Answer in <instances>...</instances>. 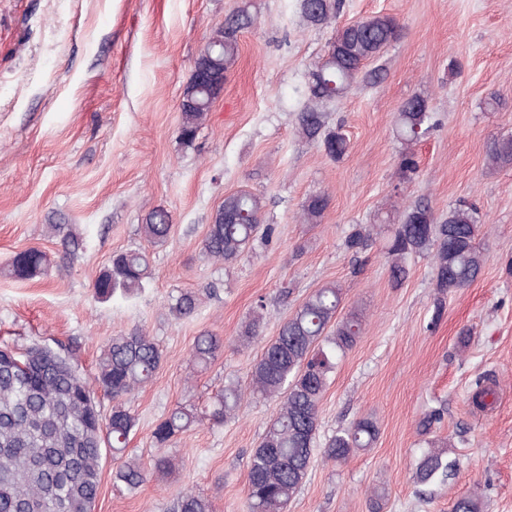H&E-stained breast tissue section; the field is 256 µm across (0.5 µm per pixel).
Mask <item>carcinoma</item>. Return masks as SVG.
Here are the masks:
<instances>
[{
	"label": "carcinoma",
	"instance_id": "obj_1",
	"mask_svg": "<svg viewBox=\"0 0 512 512\" xmlns=\"http://www.w3.org/2000/svg\"><path fill=\"white\" fill-rule=\"evenodd\" d=\"M299 7L310 25L321 27L337 17L340 0H300ZM251 24L252 18L242 11L231 15L195 59L179 104V138L185 145L194 143L215 100L201 71L224 77L238 56V33ZM397 32L396 19L382 14L336 29L325 57L307 73V101L298 113L301 137L319 142L333 159L347 153L345 134L326 128L321 105L345 98L363 77L365 64L377 57ZM396 125L400 139L408 144L427 134L433 127L427 100L419 96L406 99L398 109ZM487 156L495 166L512 165V136L493 140ZM328 205L323 193L307 196L302 203L303 219L320 223ZM261 211L257 195L225 197L203 239L207 255L226 263L237 260L261 232ZM385 223L393 283L405 279L407 257L428 254L433 255L436 288L442 296L469 286L480 276L485 256L476 243L480 218L474 204H458L448 210L447 220L438 224L430 206L417 202L390 213ZM172 227L169 212L156 209L146 216L141 232L148 242L159 243L168 239ZM50 228L61 235L64 253L75 257L83 244L82 233L70 224H52ZM369 241L370 229L358 225L348 235L346 247L358 254L367 249ZM50 265L46 252L31 247L13 257L8 271L23 280L46 274ZM149 277L147 252H120L96 278L95 294L102 301L118 294L128 297L145 288ZM341 300V289L334 285L316 289L283 322L278 336L265 346L253 366L251 395L279 397L281 401L250 457L247 497L251 512H284L308 475L319 430V404L335 369L336 354L350 350L362 330L358 312L336 321ZM197 308L196 296L185 292L171 312L183 319L194 315ZM263 311L261 303L253 310L242 340L258 336ZM223 348L221 338L204 333L196 337L192 356L206 367ZM163 360L162 350L141 329L112 337L96 373L98 385L114 402L111 413L104 416L89 383L59 354L39 345L22 353L1 348L0 512H93L100 491L103 449H111L115 456L123 453L137 425L122 398L146 384ZM245 398L238 382L225 383L214 396L210 420L221 424L235 417ZM196 420V410L175 408L155 425V443L167 447ZM378 434L376 422L363 417L336 432L326 443L324 454L329 460L344 462L355 451L371 447ZM447 448L446 441L428 442L416 468L419 483L431 485L448 476L452 463ZM146 476V470L134 461H124L115 470V478L131 490ZM173 512H213V508L207 498L186 490L175 499Z\"/></svg>",
	"mask_w": 512,
	"mask_h": 512
}]
</instances>
